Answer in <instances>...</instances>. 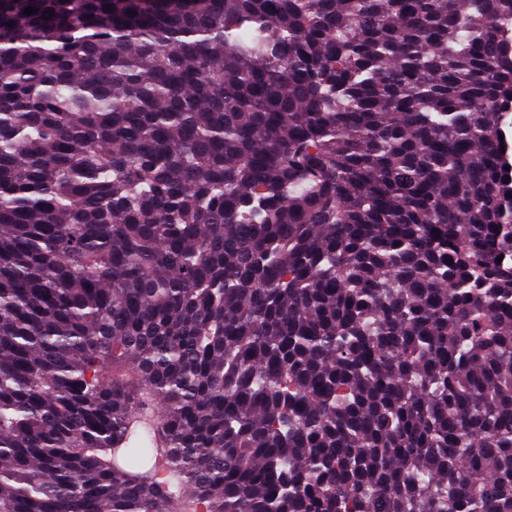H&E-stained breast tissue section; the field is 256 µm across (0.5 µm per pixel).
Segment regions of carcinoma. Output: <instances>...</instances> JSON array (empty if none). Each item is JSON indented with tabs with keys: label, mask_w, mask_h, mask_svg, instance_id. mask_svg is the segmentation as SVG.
<instances>
[{
	"label": "carcinoma",
	"mask_w": 512,
	"mask_h": 512,
	"mask_svg": "<svg viewBox=\"0 0 512 512\" xmlns=\"http://www.w3.org/2000/svg\"><path fill=\"white\" fill-rule=\"evenodd\" d=\"M511 129L512 0H0V512H512Z\"/></svg>",
	"instance_id": "carcinoma-1"
}]
</instances>
